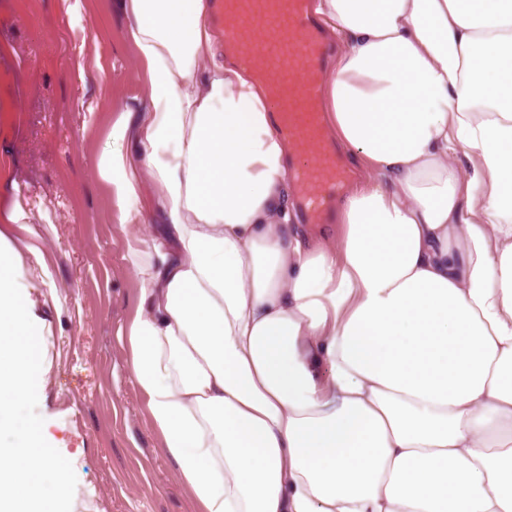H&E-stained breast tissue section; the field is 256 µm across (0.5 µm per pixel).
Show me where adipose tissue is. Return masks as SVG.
I'll return each mask as SVG.
<instances>
[{
  "mask_svg": "<svg viewBox=\"0 0 512 512\" xmlns=\"http://www.w3.org/2000/svg\"><path fill=\"white\" fill-rule=\"evenodd\" d=\"M117 3L146 84L94 167L138 227L124 364L198 512H512V0H315L365 180L313 237L208 0Z\"/></svg>",
  "mask_w": 512,
  "mask_h": 512,
  "instance_id": "adipose-tissue-1",
  "label": "adipose tissue"
}]
</instances>
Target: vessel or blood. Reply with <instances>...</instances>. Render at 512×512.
Listing matches in <instances>:
<instances>
[{
    "label": "vessel or blood",
    "instance_id": "1",
    "mask_svg": "<svg viewBox=\"0 0 512 512\" xmlns=\"http://www.w3.org/2000/svg\"><path fill=\"white\" fill-rule=\"evenodd\" d=\"M310 0H213L212 19L228 56L270 97L282 138L294 147L298 198L309 222L326 223L350 177L326 134L323 65L329 47Z\"/></svg>",
    "mask_w": 512,
    "mask_h": 512
}]
</instances>
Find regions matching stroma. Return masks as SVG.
I'll return each instance as SVG.
<instances>
[{
	"instance_id": "35a3bbf8",
	"label": "stroma",
	"mask_w": 512,
	"mask_h": 512,
	"mask_svg": "<svg viewBox=\"0 0 512 512\" xmlns=\"http://www.w3.org/2000/svg\"><path fill=\"white\" fill-rule=\"evenodd\" d=\"M79 56L111 84L68 68ZM142 104L115 0H0V234L44 252L25 256L21 291L44 339V436L77 477L72 512H194L126 374L118 331L139 282L94 176L107 128ZM16 208L29 228L10 222Z\"/></svg>"
}]
</instances>
